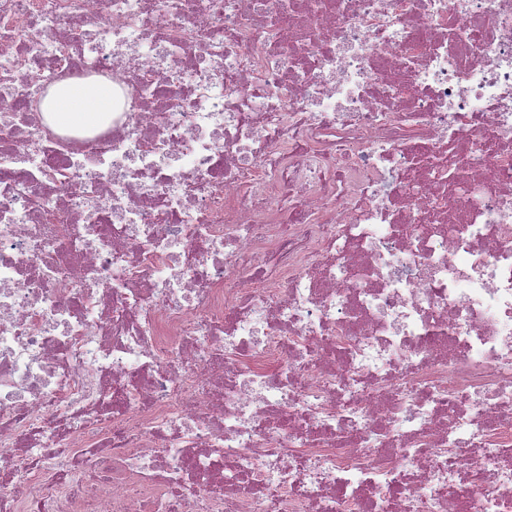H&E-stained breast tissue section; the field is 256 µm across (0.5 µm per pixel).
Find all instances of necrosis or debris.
<instances>
[{
	"mask_svg": "<svg viewBox=\"0 0 512 512\" xmlns=\"http://www.w3.org/2000/svg\"><path fill=\"white\" fill-rule=\"evenodd\" d=\"M0 512H512V0H0ZM111 111L112 86L103 83L61 82L42 104L52 124L64 130L94 127Z\"/></svg>",
	"mask_w": 512,
	"mask_h": 512,
	"instance_id": "necrosis-or-debris-1",
	"label": "necrosis or debris"
}]
</instances>
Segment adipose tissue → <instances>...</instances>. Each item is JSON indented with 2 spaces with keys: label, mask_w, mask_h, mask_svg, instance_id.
I'll list each match as a JSON object with an SVG mask.
<instances>
[{
  "label": "adipose tissue",
  "mask_w": 512,
  "mask_h": 512,
  "mask_svg": "<svg viewBox=\"0 0 512 512\" xmlns=\"http://www.w3.org/2000/svg\"><path fill=\"white\" fill-rule=\"evenodd\" d=\"M42 110L57 128L93 127L112 110V88L103 83L62 82L50 88Z\"/></svg>",
  "instance_id": "1"
}]
</instances>
